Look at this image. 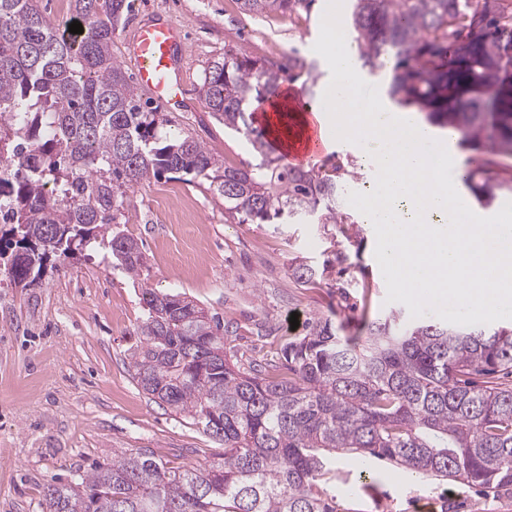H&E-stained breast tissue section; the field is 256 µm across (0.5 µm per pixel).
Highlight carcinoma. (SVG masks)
<instances>
[{"mask_svg": "<svg viewBox=\"0 0 512 512\" xmlns=\"http://www.w3.org/2000/svg\"><path fill=\"white\" fill-rule=\"evenodd\" d=\"M249 14L286 13L312 0H238ZM83 33L70 37L37 0H0V248L13 283L30 286L49 256L107 243L126 273L143 254L107 234L127 189L166 173L203 179L240 224L318 216L351 224L338 209L339 174L282 163L256 110L281 70L227 51L200 93L217 121L242 132L260 156L231 165L189 135L165 130L147 109L112 36L126 0H71ZM350 29L361 68L390 79L389 96L457 135L471 152L460 175L483 205L512 189V0H354ZM292 267L316 284L347 261ZM140 345L131 355L142 390L224 445L207 468L172 469L152 452H123L67 484L44 489L46 512H336L322 484L336 453L367 455L410 473L486 488H512V326L485 330L396 314L364 318L357 333L332 319L306 324L278 362L248 367L224 351L220 319L183 294L145 287Z\"/></svg>", "mask_w": 512, "mask_h": 512, "instance_id": "obj_1", "label": "carcinoma"}]
</instances>
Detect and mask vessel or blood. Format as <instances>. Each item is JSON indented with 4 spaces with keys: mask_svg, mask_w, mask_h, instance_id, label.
Segmentation results:
<instances>
[{
    "mask_svg": "<svg viewBox=\"0 0 512 512\" xmlns=\"http://www.w3.org/2000/svg\"><path fill=\"white\" fill-rule=\"evenodd\" d=\"M184 53L178 28L171 22L152 19L136 24L127 56L134 65L138 86L155 99L172 103L183 94L184 81L178 63ZM278 106L303 113L310 127L309 135L302 142L289 144L285 156L295 162H305L320 155L324 145L317 133L318 106L292 89L283 90Z\"/></svg>",
    "mask_w": 512,
    "mask_h": 512,
    "instance_id": "vessel-or-blood-1",
    "label": "vessel or blood"
}]
</instances>
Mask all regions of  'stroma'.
Returning a JSON list of instances; mask_svg holds the SVG:
<instances>
[{"label":"stroma","instance_id":"35a3bbf8","mask_svg":"<svg viewBox=\"0 0 512 512\" xmlns=\"http://www.w3.org/2000/svg\"><path fill=\"white\" fill-rule=\"evenodd\" d=\"M327 0L285 16L247 14L236 0H130L112 53L125 57L130 24L162 17L181 26L188 53L183 99L157 103L169 131L191 135L238 166L256 164L247 138L225 129L204 103L205 70L226 50H242L277 65L299 59L322 73L313 46ZM178 187L195 205L196 222L173 219L179 201L161 204L158 188ZM352 224H241L206 185L168 174L127 192L117 231L137 240L139 277L118 265L99 243L68 259L50 258L34 285L20 288L0 270V512H44L43 488L67 483L125 450L145 449L170 468L206 467L224 455L221 442L191 420L159 406L136 383L131 353L139 343L142 285L181 293L219 315L224 345L241 363L276 359L292 337L291 319L334 315L354 328L364 315L405 312L387 302L375 258V231L344 205ZM349 256L346 274L311 287L290 274L295 260L316 265L329 245ZM328 483L337 512H512V493L433 478L410 479L386 467L359 472L353 456L333 461Z\"/></svg>","mask_w":512,"mask_h":512}]
</instances>
